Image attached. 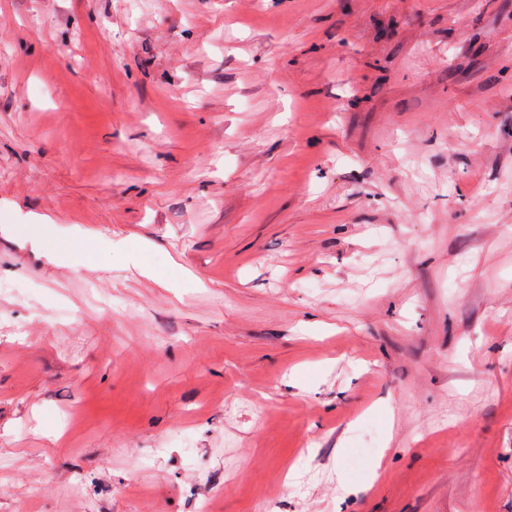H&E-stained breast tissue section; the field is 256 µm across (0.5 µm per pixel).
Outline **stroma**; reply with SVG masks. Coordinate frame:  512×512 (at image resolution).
<instances>
[{
    "label": "stroma",
    "instance_id": "obj_1",
    "mask_svg": "<svg viewBox=\"0 0 512 512\" xmlns=\"http://www.w3.org/2000/svg\"><path fill=\"white\" fill-rule=\"evenodd\" d=\"M512 512V0H0V512Z\"/></svg>",
    "mask_w": 512,
    "mask_h": 512
}]
</instances>
